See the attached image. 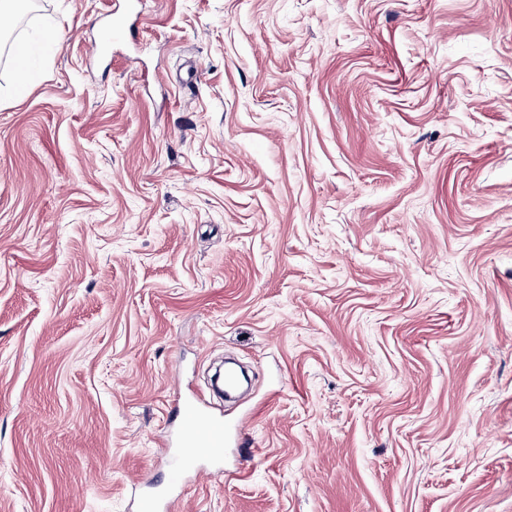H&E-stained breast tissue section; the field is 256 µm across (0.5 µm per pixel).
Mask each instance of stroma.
<instances>
[{"instance_id":"stroma-1","label":"stroma","mask_w":512,"mask_h":512,"mask_svg":"<svg viewBox=\"0 0 512 512\" xmlns=\"http://www.w3.org/2000/svg\"><path fill=\"white\" fill-rule=\"evenodd\" d=\"M0 100V512H512V0H30ZM247 367L248 449L176 391ZM11 51L19 84L8 92V96L18 94L29 78L28 57L25 45L22 43H13L11 45ZM244 422L224 425V418L207 412L200 398L183 402L180 409L178 443L183 448L182 465L191 468L202 457L221 459L224 447L229 443L237 446L244 437Z\"/></svg>"}]
</instances>
